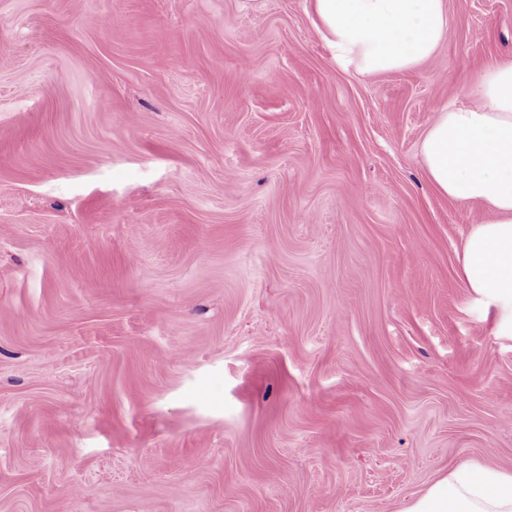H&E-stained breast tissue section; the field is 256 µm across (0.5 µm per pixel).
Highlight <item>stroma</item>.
<instances>
[{"label":"stroma","mask_w":512,"mask_h":512,"mask_svg":"<svg viewBox=\"0 0 512 512\" xmlns=\"http://www.w3.org/2000/svg\"><path fill=\"white\" fill-rule=\"evenodd\" d=\"M445 6L364 76L311 0H0V512H404L512 472L485 209L419 151L512 0Z\"/></svg>","instance_id":"stroma-1"}]
</instances>
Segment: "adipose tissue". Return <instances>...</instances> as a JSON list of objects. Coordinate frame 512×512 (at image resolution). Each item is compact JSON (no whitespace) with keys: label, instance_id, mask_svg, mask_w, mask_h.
<instances>
[{"label":"adipose tissue","instance_id":"obj_1","mask_svg":"<svg viewBox=\"0 0 512 512\" xmlns=\"http://www.w3.org/2000/svg\"><path fill=\"white\" fill-rule=\"evenodd\" d=\"M315 28L336 59L374 75L431 57L448 30L445 0H312ZM435 188L487 217L466 237L465 287L512 325V59L483 71L472 102L437 112L421 143ZM407 512H512V473L461 464Z\"/></svg>","mask_w":512,"mask_h":512}]
</instances>
